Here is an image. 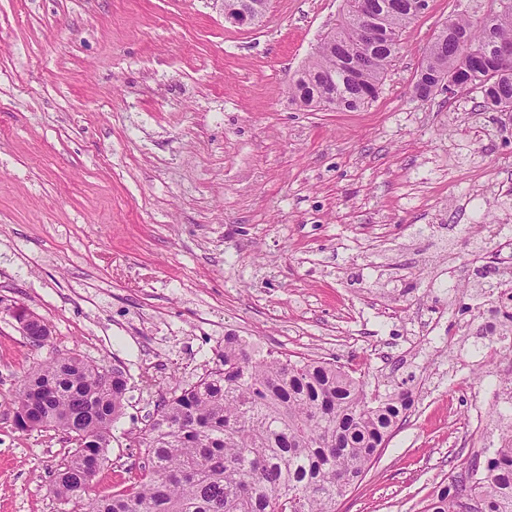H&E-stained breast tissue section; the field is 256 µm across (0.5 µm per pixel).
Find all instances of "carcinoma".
<instances>
[{
  "mask_svg": "<svg viewBox=\"0 0 512 512\" xmlns=\"http://www.w3.org/2000/svg\"><path fill=\"white\" fill-rule=\"evenodd\" d=\"M475 24L460 15L427 46L415 90L449 70L452 94H481L478 107L512 112V65L494 67L512 44V0ZM383 37L369 47L348 8L289 87L308 111H356L373 101L399 53L412 0H370ZM128 374L83 357L55 358L29 369L14 412L35 396L39 428L65 435L75 450L57 469L60 505L84 501L105 462L112 426L125 410ZM406 392L368 397L364 383L333 361L259 356L238 336L224 337L214 366L157 403L139 446L144 462L132 486L88 503L84 512H335L336 500L372 467L409 409ZM512 512V435L485 466L474 463L429 495L424 512Z\"/></svg>",
  "mask_w": 512,
  "mask_h": 512,
  "instance_id": "obj_1",
  "label": "carcinoma"
}]
</instances>
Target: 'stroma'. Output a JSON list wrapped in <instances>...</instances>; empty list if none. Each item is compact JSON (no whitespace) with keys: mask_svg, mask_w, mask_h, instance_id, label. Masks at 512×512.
<instances>
[{"mask_svg":"<svg viewBox=\"0 0 512 512\" xmlns=\"http://www.w3.org/2000/svg\"><path fill=\"white\" fill-rule=\"evenodd\" d=\"M343 6L271 0L237 28L215 0H0V512H60L53 472L72 447L16 429L12 400L25 371L72 353L129 377L91 498L134 480L130 435L228 336L411 393L336 512H422L497 448L512 409L490 384L512 369L473 355L503 329L496 247L458 234L472 201L505 210L512 118L414 89L447 20L481 21L491 2L429 0L374 102L298 110L288 87ZM17 304L48 321L44 345ZM436 317L454 342L419 335ZM11 313L24 336L25 332L27 335H29L26 336V338L30 341V343H32L34 346H42L46 341L44 336H41L44 330L47 331V337L48 334H50L47 320L44 317L31 311L26 306L20 304L13 306ZM32 333H36V335L39 336H30Z\"/></svg>","mask_w":512,"mask_h":512,"instance_id":"35a3bbf8","label":"stroma"}]
</instances>
